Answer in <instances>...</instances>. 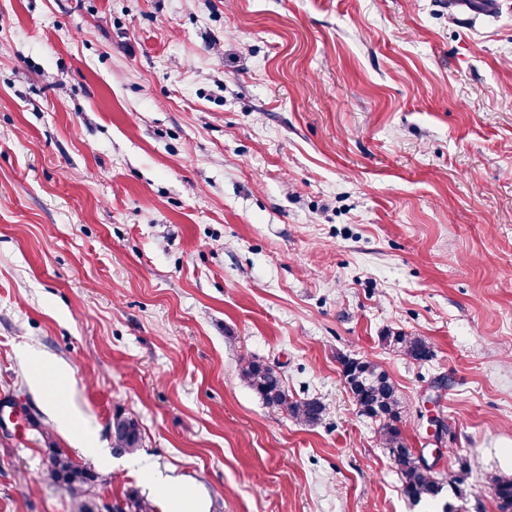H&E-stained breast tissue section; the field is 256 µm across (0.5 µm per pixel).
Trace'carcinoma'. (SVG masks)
<instances>
[{"instance_id":"carcinoma-1","label":"carcinoma","mask_w":512,"mask_h":512,"mask_svg":"<svg viewBox=\"0 0 512 512\" xmlns=\"http://www.w3.org/2000/svg\"><path fill=\"white\" fill-rule=\"evenodd\" d=\"M395 350L419 363L433 357L429 341L423 336L397 333L389 337ZM341 373L359 413L383 420L380 427L383 447L400 474L404 494L418 503L438 498L444 485L456 487L463 483L454 477L448 483L434 475L425 458L407 445L402 430L397 425L398 388L380 366L368 359L344 358ZM241 379L260 397L263 403L277 412H285L294 420L308 425L319 423L325 414V405L314 399L296 400L289 396L281 373L276 367L258 359H249L240 369ZM142 447V433L138 420L117 416L112 420V449L115 454H127ZM59 491L68 497L72 512H100L92 488L98 474L74 461L61 451H53L44 471ZM491 493L499 503L501 512L512 508V473H498L489 477ZM116 512H154L151 503L135 492L112 503Z\"/></svg>"}]
</instances>
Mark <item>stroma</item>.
<instances>
[{
	"instance_id": "35a3bbf8",
	"label": "stroma",
	"mask_w": 512,
	"mask_h": 512,
	"mask_svg": "<svg viewBox=\"0 0 512 512\" xmlns=\"http://www.w3.org/2000/svg\"><path fill=\"white\" fill-rule=\"evenodd\" d=\"M0 0V512L138 460L205 512H500L512 473V0ZM428 337L417 363L387 332ZM395 381L461 490L412 504L338 355ZM67 371L74 436L33 382ZM278 366L323 420L240 378ZM143 442L113 455L115 416ZM240 376L268 408L286 412L303 424L314 425L323 419L325 405L319 400H296L290 397L281 373L275 366L258 359H249L241 366ZM44 476L68 497L73 512H101V508L106 510L107 506L99 505L92 494L98 474L65 453L51 452ZM491 493L499 503L498 507L505 512L512 508V473H498L491 475L488 479Z\"/></svg>"
}]
</instances>
